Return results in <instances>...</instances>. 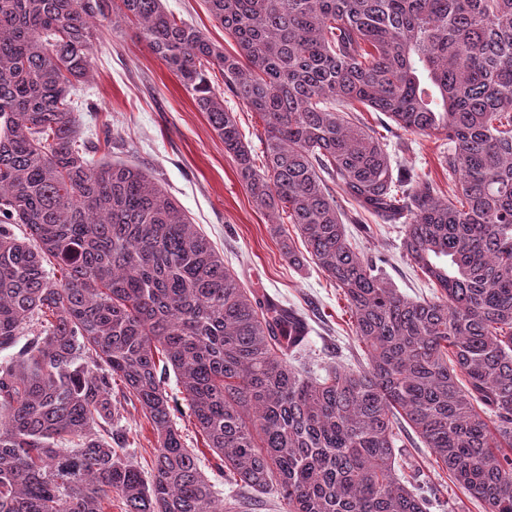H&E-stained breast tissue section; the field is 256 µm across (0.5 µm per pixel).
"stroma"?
<instances>
[{"label": "stroma", "mask_w": 512, "mask_h": 512, "mask_svg": "<svg viewBox=\"0 0 512 512\" xmlns=\"http://www.w3.org/2000/svg\"><path fill=\"white\" fill-rule=\"evenodd\" d=\"M177 17L200 27L227 51H234L223 28L215 23L203 0H166ZM101 37L94 45L92 77L82 94L93 103L97 116L79 115L81 137L95 140L101 122H109L114 133L106 156L134 163L151 173L178 200L224 257L245 287L257 295H268L283 306L302 313L309 325L308 349L297 362L311 374L321 375L332 366L356 367L366 355L352 330L348 304L341 289L319 270L311 258L292 265L283 243L295 251L304 245L293 225L282 224L274 235L267 212L257 209L240 182L236 164L225 153L203 113L177 78L135 37L128 25L101 24ZM361 120L385 137L395 161L414 167L440 187L448 185L442 160L447 145L416 133L395 129L379 112H361ZM353 244L378 272L406 297L430 300L434 284L413 266L402 249L403 227L386 224L371 216L349 225ZM165 388L178 406L174 421L188 447L193 448L205 475L215 486L219 500H238L244 512H283L277 492L263 495L242 490L232 478L223 477L189 415L175 373H168ZM113 428L126 437L125 453L150 475L155 452L152 427L139 404L126 401L121 385L112 388ZM401 473L410 484L424 488L431 504L429 512H479L476 503L450 479L429 449L398 432Z\"/></svg>", "instance_id": "35a3bbf8"}]
</instances>
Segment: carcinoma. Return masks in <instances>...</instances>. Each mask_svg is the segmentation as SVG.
<instances>
[{
    "instance_id": "carcinoma-1",
    "label": "carcinoma",
    "mask_w": 512,
    "mask_h": 512,
    "mask_svg": "<svg viewBox=\"0 0 512 512\" xmlns=\"http://www.w3.org/2000/svg\"><path fill=\"white\" fill-rule=\"evenodd\" d=\"M205 2L234 51L164 0H0V512H235L178 432L158 352L217 470L276 487L286 512H428L400 475L402 421L484 512H512V0ZM114 20L191 95L256 207L287 214L366 365L299 369L305 319L243 287L142 168L90 158L77 84ZM226 92L262 121L259 165ZM359 104L451 144L452 194L392 165ZM338 190L403 225L435 299L357 252ZM116 378L156 436L148 480L112 430Z\"/></svg>"
}]
</instances>
